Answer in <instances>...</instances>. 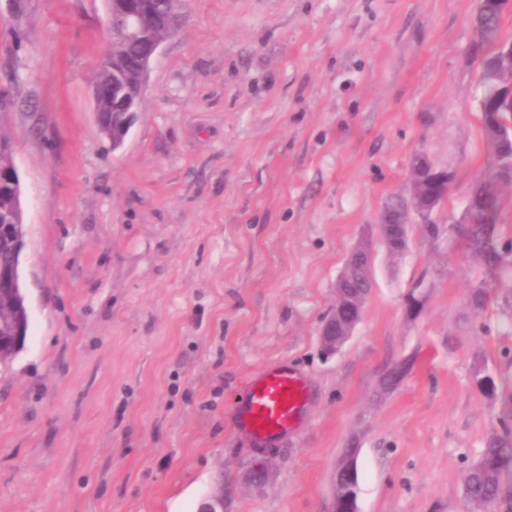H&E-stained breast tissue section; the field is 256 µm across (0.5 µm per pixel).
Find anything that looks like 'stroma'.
I'll return each instance as SVG.
<instances>
[{"label":"stroma","instance_id":"35a3bbf8","mask_svg":"<svg viewBox=\"0 0 512 512\" xmlns=\"http://www.w3.org/2000/svg\"><path fill=\"white\" fill-rule=\"evenodd\" d=\"M479 8L178 0L116 148L90 92L103 0H0L30 312L0 368V512H330L349 448L359 512H512V465L491 508L463 493L489 439L512 441V271L415 223L393 255L377 229L417 156L455 175L436 224L492 173ZM363 239L373 289L328 357L320 326ZM280 363L310 402L259 447L235 412Z\"/></svg>","mask_w":512,"mask_h":512}]
</instances>
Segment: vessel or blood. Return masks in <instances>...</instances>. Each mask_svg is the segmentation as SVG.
I'll list each match as a JSON object with an SVG mask.
<instances>
[{"mask_svg": "<svg viewBox=\"0 0 512 512\" xmlns=\"http://www.w3.org/2000/svg\"><path fill=\"white\" fill-rule=\"evenodd\" d=\"M307 400L308 383L297 371L285 366L263 370L248 383L238 425L254 444H270L300 426Z\"/></svg>", "mask_w": 512, "mask_h": 512, "instance_id": "vessel-or-blood-1", "label": "vessel or blood"}]
</instances>
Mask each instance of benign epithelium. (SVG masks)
Returning <instances> with one entry per match:
<instances>
[{
    "mask_svg": "<svg viewBox=\"0 0 512 512\" xmlns=\"http://www.w3.org/2000/svg\"><path fill=\"white\" fill-rule=\"evenodd\" d=\"M106 4L105 22L124 38L134 37L143 41L141 54L135 59L133 68L136 79V90L131 92L118 80L106 82L95 78L92 85V96L97 124L101 132L112 142V148L119 147L127 135L137 108L140 104L146 78L152 59L156 56L162 38L154 34V30L145 26L144 20L149 19L161 29L178 26V15L169 11L159 10L158 0H104ZM8 184L12 189L13 206L10 214L11 223H24L22 188L16 165L0 170V183ZM25 248V234L16 239L15 259L8 276L11 288H20L21 259ZM371 253L364 244L357 245L346 260L343 270L336 279V308L324 320L320 335L323 345L330 355L337 354L351 336L360 320L355 311L363 310L369 292L352 294L348 288V273L357 267L368 266Z\"/></svg>",
    "mask_w": 512,
    "mask_h": 512,
    "instance_id": "benign-epithelium-1",
    "label": "benign epithelium"
}]
</instances>
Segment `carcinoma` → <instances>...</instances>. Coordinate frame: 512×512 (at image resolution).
Here are the masks:
<instances>
[{"label": "carcinoma", "mask_w": 512, "mask_h": 512, "mask_svg": "<svg viewBox=\"0 0 512 512\" xmlns=\"http://www.w3.org/2000/svg\"><path fill=\"white\" fill-rule=\"evenodd\" d=\"M506 0H481L477 18L479 29L490 37L498 30ZM512 39L496 40L494 47L481 61V79L485 88L480 101L482 127L490 140L495 165L490 179L473 181L464 195L462 214L448 221V237L453 238L468 252L482 257L494 270L512 269V245L498 244L497 192L502 186H512V62L503 56ZM141 51L135 39H123L112 43V54L134 58ZM414 188L419 201L437 207L447 197L436 192V178L453 174L437 168L427 157L418 156L413 161ZM384 209L403 218L405 226L401 235L392 238L390 245L404 252L408 242L401 236L409 233L408 214L414 209L413 202L402 196L391 197ZM13 263V243L9 232L0 223V268L7 269ZM25 301L10 288L0 292V366L13 362L24 348L28 335V317ZM407 371L403 361L387 371L381 380L384 391L393 389ZM512 464V446L498 441L485 448L481 456L469 467L464 481V493L480 505H492L501 497V477L506 466Z\"/></svg>", "instance_id": "cac0c4a2"}]
</instances>
